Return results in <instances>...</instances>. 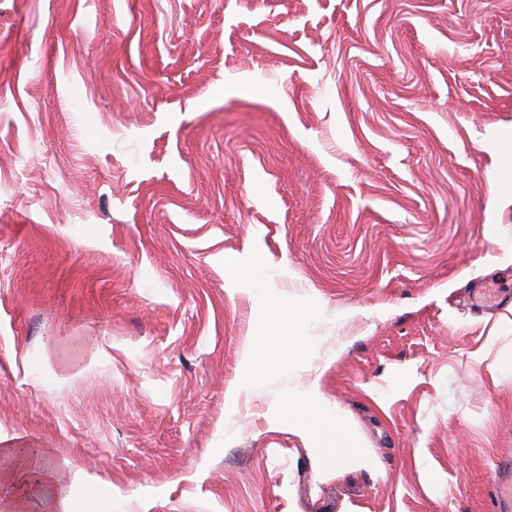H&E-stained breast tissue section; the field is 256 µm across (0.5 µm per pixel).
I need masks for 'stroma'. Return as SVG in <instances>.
<instances>
[{"label": "stroma", "instance_id": "obj_1", "mask_svg": "<svg viewBox=\"0 0 512 512\" xmlns=\"http://www.w3.org/2000/svg\"><path fill=\"white\" fill-rule=\"evenodd\" d=\"M510 142L512 0H0V512H487ZM270 315L279 333V336L273 337L283 341L287 346L289 342L295 355L303 354L307 349L306 341L294 334L304 317L303 308L297 304L289 305L288 307L275 303L271 307ZM286 412L314 438L323 442L321 449L327 464L359 454L354 437L347 434L345 428L338 423L335 428L331 427V422L318 401L301 399L290 404Z\"/></svg>", "mask_w": 512, "mask_h": 512}]
</instances>
